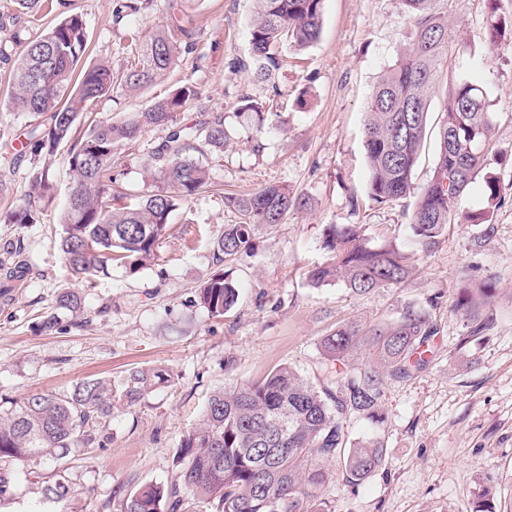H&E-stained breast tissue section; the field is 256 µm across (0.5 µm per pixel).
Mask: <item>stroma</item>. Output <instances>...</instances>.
<instances>
[{
  "label": "stroma",
  "instance_id": "35a3bbf8",
  "mask_svg": "<svg viewBox=\"0 0 512 512\" xmlns=\"http://www.w3.org/2000/svg\"><path fill=\"white\" fill-rule=\"evenodd\" d=\"M42 28L72 13L86 25L88 68H121L133 47L128 29L148 36L170 23L169 0H153L141 15L115 21L114 0H55ZM512 17V0H456L455 29L468 45L450 76L467 75L492 102V147L486 165L456 204L458 212L486 205L485 180L496 177L505 196L491 223L451 225L429 249L411 243L412 199L378 204L367 195L362 130L368 97L380 75L411 46L414 32L399 0H324L321 35L303 52L283 47L287 61L271 82L230 71L246 56L251 0H195L189 12L192 48L164 77L139 94L113 88L101 97L99 117L122 119L185 86L197 99L177 114L191 126L221 113L231 133L224 152H205L211 186L172 212L169 234L152 265L135 274L112 267L87 282L75 278L59 247L60 214L70 186L67 151L52 160L58 192L39 224L8 223L30 182L17 155L26 119L0 105V246L18 241L28 260L25 278L0 296V408L26 395L62 391L85 378L123 386L133 371L167 370L169 383L131 405L117 404L103 424L104 443L85 455L16 462L12 492L0 512H120L136 486L169 481L174 455L213 390L261 379L284 364L317 381L321 339L357 316L392 320L408 309L429 312L438 328L434 357L421 373L387 382L385 419L347 422L350 439L379 437L385 463L357 487L331 463L325 496L334 512H475L483 485L494 488L493 512H512V43L490 37V13ZM248 95L266 105L265 133L255 149L249 117L234 106ZM162 131L144 132L135 148H117L112 171L139 195L162 185L147 171ZM272 183L306 197V209L285 223L252 232L250 253L226 258L238 301L212 318L196 296L215 269L213 249L225 225L238 221L224 196ZM328 224H361L372 242L396 240L414 255L404 283L355 294L335 283L312 287L307 272L331 262L322 246ZM488 288L489 304L476 314L457 311L461 297ZM80 293L82 324L62 314L64 329L42 333L37 323L59 292ZM64 475L67 498L44 500L41 486Z\"/></svg>",
  "mask_w": 512,
  "mask_h": 512
}]
</instances>
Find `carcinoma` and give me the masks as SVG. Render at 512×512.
<instances>
[{
    "label": "carcinoma",
    "instance_id": "obj_1",
    "mask_svg": "<svg viewBox=\"0 0 512 512\" xmlns=\"http://www.w3.org/2000/svg\"><path fill=\"white\" fill-rule=\"evenodd\" d=\"M252 2L248 53L233 59L231 67L269 79L283 67V45L305 50L318 41L323 0ZM400 4L415 38L412 47L381 73L367 103L363 127L367 191L378 203L415 197L412 236L416 244L429 248L451 224L490 223L504 196L499 180L489 177L485 208L464 214L454 209L484 166L494 122L487 92L464 77L447 83L435 164L426 182L414 183L431 99L439 92L444 66L464 55L467 46L451 28L455 0H400ZM144 8L135 0H115L113 13L121 21ZM489 25L492 39L512 40L511 18L493 10ZM192 36V29L178 18L142 43L133 31L131 41L139 48L118 70L104 64L77 70L87 36L76 13L28 38L14 59L0 46V59L11 63L6 106L31 123L25 152L20 154L30 164L31 191L24 204L7 214V221L41 223L42 202L53 199L57 191L46 157L71 143L67 163L72 183L61 215L60 249L78 278L105 275L114 263L130 274L153 263L171 213L209 182L208 167L194 153L201 152L202 145L222 152L230 141L221 114L191 127L177 123V112L198 98L199 92L190 87L129 118L94 116V102L114 86L134 93L170 70L181 48L192 46ZM236 113L259 119L264 106L242 96ZM80 120L86 129L74 141L73 130ZM147 128L165 132L151 154V167L163 188L128 203L129 193L113 188L112 157L120 144L136 142ZM305 204L301 196L274 184L246 196H224V206L237 211L241 221L224 225L213 252L218 269L197 290L200 304L212 317H224L238 300L235 282L219 269L224 258L250 249L252 228L281 224ZM323 247L333 254V262L308 272L314 287L336 282L354 293H367L401 284L413 271L411 253L394 239L371 244L360 224L325 225ZM4 251L18 258L6 269L5 278L22 277L26 270L22 245L6 246ZM61 312L73 316L81 312L76 292L58 293L55 310L42 317L41 328L58 330ZM436 335L437 327L425 310L409 309L393 321L375 325L353 319L321 340L330 361L328 385L321 389L288 365L258 381L214 390L199 422L181 441L176 479L137 486L123 498L120 512H182L186 497L218 512H331L324 498L327 464L343 459L345 483L355 487L385 462L383 442L352 443L345 423L353 415L382 422L385 381H405L425 370L433 358ZM363 345L369 348L366 360L350 364ZM168 381L164 370L136 371L119 391L110 380L88 378L63 391L20 399L11 410H0V467L93 447L100 443V425L112 416L115 403L131 405L147 390ZM41 493L48 500H62L70 493L69 481L62 476Z\"/></svg>",
    "mask_w": 512,
    "mask_h": 512
}]
</instances>
